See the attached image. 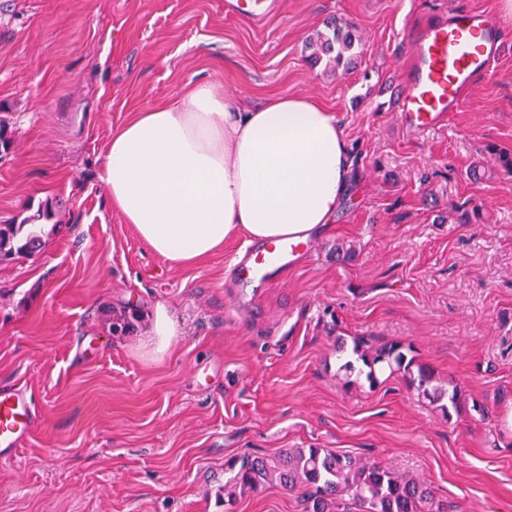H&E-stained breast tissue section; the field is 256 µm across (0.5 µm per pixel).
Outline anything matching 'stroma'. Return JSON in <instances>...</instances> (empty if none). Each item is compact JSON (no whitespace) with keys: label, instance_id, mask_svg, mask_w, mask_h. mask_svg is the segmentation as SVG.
Segmentation results:
<instances>
[{"label":"stroma","instance_id":"35a3bbf8","mask_svg":"<svg viewBox=\"0 0 512 512\" xmlns=\"http://www.w3.org/2000/svg\"><path fill=\"white\" fill-rule=\"evenodd\" d=\"M263 27L224 0H0V225L59 203L33 256L0 258V383L37 431L0 462V512H303L278 486L225 504L234 457L365 456L429 485L448 512H512V36L461 111L406 133L395 104L413 34L449 4L279 0ZM357 37L317 51L331 24ZM199 81L256 108L288 92L334 115L361 180L275 288L231 276L245 236L176 266L112 208L115 128ZM179 334L165 353L156 305ZM399 341L462 410L395 375L345 383L354 339Z\"/></svg>","mask_w":512,"mask_h":512}]
</instances>
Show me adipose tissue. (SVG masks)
Masks as SVG:
<instances>
[{
	"label": "adipose tissue",
	"mask_w": 512,
	"mask_h": 512,
	"mask_svg": "<svg viewBox=\"0 0 512 512\" xmlns=\"http://www.w3.org/2000/svg\"><path fill=\"white\" fill-rule=\"evenodd\" d=\"M354 159L316 100L282 94L243 110L210 82L116 128L102 166L111 205L155 253L201 262L227 240H305L332 223Z\"/></svg>",
	"instance_id": "obj_1"
}]
</instances>
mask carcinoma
<instances>
[{"label":"carcinoma","mask_w":512,"mask_h":512,"mask_svg":"<svg viewBox=\"0 0 512 512\" xmlns=\"http://www.w3.org/2000/svg\"><path fill=\"white\" fill-rule=\"evenodd\" d=\"M315 45L325 52L337 50L336 63L343 53L354 47L352 34L339 27L333 37L324 33L317 36ZM51 210L27 219L25 224L0 227V253L10 244L24 225H35L41 219H50ZM43 241L34 230L17 247L21 254L33 255L41 250ZM353 360L345 361L340 369L357 376H365L369 384L378 383V375L387 370L409 376L417 390L434 401L444 398L455 409L463 403L462 394L438 388L429 389L432 372L408 356L401 343L371 348L361 338L354 340ZM229 477L224 482V502L244 497L270 484L284 489L304 490L305 512H448V505L436 502L433 491L415 477L399 474L367 458L339 453L328 448H284L272 457L253 456L235 459L225 464Z\"/></svg>","instance_id":"obj_1"}]
</instances>
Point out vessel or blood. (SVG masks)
Segmentation results:
<instances>
[{
    "instance_id": "1",
    "label": "vessel or blood",
    "mask_w": 512,
    "mask_h": 512,
    "mask_svg": "<svg viewBox=\"0 0 512 512\" xmlns=\"http://www.w3.org/2000/svg\"><path fill=\"white\" fill-rule=\"evenodd\" d=\"M274 0H226L227 12L264 25ZM512 23L492 12L450 7L445 17L424 28L414 40L411 69L396 103L398 121L407 132L442 125L461 111L472 88L495 69ZM306 241L280 239L251 245L233 268L243 286L274 288L278 273L295 257L310 251ZM37 429V408L18 387L0 386V461H11Z\"/></svg>"
}]
</instances>
